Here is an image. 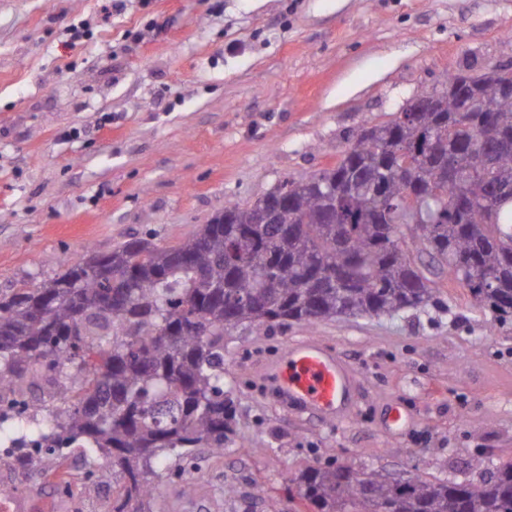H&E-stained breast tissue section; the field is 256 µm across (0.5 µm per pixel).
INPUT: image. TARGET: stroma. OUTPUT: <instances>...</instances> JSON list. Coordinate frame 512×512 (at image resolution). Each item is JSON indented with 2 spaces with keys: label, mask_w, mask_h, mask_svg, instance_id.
Returning <instances> with one entry per match:
<instances>
[{
  "label": "stroma",
  "mask_w": 512,
  "mask_h": 512,
  "mask_svg": "<svg viewBox=\"0 0 512 512\" xmlns=\"http://www.w3.org/2000/svg\"><path fill=\"white\" fill-rule=\"evenodd\" d=\"M508 63L512 0H0V293L90 247L174 244L449 74ZM440 287L421 311L225 335L224 452L200 449L189 496L160 478L150 512H298L318 464L473 481L512 458V321ZM304 336L359 372L350 419L283 406L256 375ZM388 399L411 418L389 435ZM57 465L0 472V499L35 483L39 512H110V480L66 491Z\"/></svg>",
  "instance_id": "stroma-1"
}]
</instances>
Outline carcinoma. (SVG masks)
<instances>
[{"mask_svg":"<svg viewBox=\"0 0 512 512\" xmlns=\"http://www.w3.org/2000/svg\"><path fill=\"white\" fill-rule=\"evenodd\" d=\"M448 76L426 112L361 127L337 163L232 199L178 243L131 238L33 288L0 295L3 397L56 400L0 428L11 447L112 457L111 512H142L162 460L224 452V335L336 316H395L437 302L443 275L504 323L512 319V93ZM470 102L474 111H461ZM317 512H512V460L477 483L397 480L347 466L309 468Z\"/></svg>","mask_w":512,"mask_h":512,"instance_id":"cac0c4a2","label":"carcinoma"}]
</instances>
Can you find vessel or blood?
I'll return each instance as SVG.
<instances>
[{
    "mask_svg": "<svg viewBox=\"0 0 512 512\" xmlns=\"http://www.w3.org/2000/svg\"><path fill=\"white\" fill-rule=\"evenodd\" d=\"M258 375L281 404L293 403L329 420L346 417L355 373L312 336L297 340L260 363Z\"/></svg>",
    "mask_w": 512,
    "mask_h": 512,
    "instance_id": "1",
    "label": "vessel or blood"
}]
</instances>
